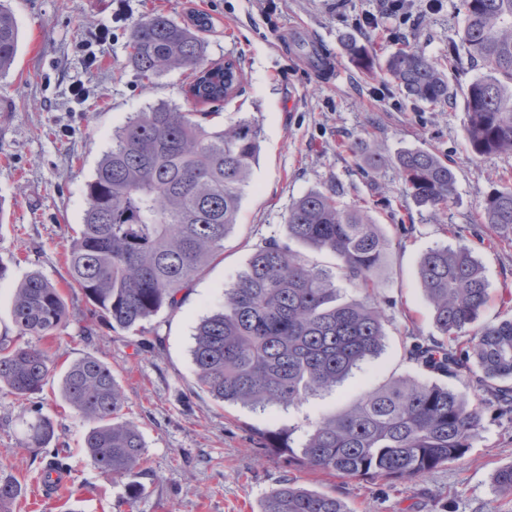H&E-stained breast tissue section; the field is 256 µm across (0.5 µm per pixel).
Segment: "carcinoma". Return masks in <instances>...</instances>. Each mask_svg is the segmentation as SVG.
<instances>
[{"mask_svg":"<svg viewBox=\"0 0 512 512\" xmlns=\"http://www.w3.org/2000/svg\"><path fill=\"white\" fill-rule=\"evenodd\" d=\"M460 46L448 49L456 69L484 73L467 88L466 137L473 153L512 152V0H462ZM211 19L196 14L179 23L155 13L129 35L128 58L151 83L175 70H190L187 94L196 105L228 103L244 93L236 59L204 66ZM15 19L0 3V75L18 51ZM349 59L365 72H380L409 100L429 106L452 92L440 64L407 44L379 63L370 48L346 39ZM210 113L158 103L129 117L113 133L112 147L87 185L83 224L66 249L73 283L94 312L114 330L141 336L155 347L158 333L145 324L161 310L176 311L180 294L224 249L241 200L258 162L261 129L247 117L222 127ZM360 163L387 164L364 143ZM405 193L434 217L447 213L455 177L426 150L397 155ZM335 189L315 190L288 209V239L327 252L343 277L366 300L337 302L333 277L270 239L255 248L240 278L224 290V305L196 326L192 360L201 388L223 403L272 407L293 405L343 382L361 363L380 355L384 318L373 295L384 271L391 239L366 204H343ZM485 223L512 236V188L493 192L482 206ZM419 277L437 335L413 338L407 358L445 377L466 374L481 394L469 401L451 388L413 377L396 378L360 394L349 409L317 421L296 460L309 469L347 478L412 481L462 458L488 410L512 412V318L478 325L488 298L482 265L469 248L439 247L423 255ZM13 346H0V388L20 398L40 392L55 371L53 356L27 341L52 337L71 314L63 292L34 271L13 295ZM63 400L89 422L83 448L100 473L126 480L137 497L147 462L138 426L126 417L127 400L112 369L86 355L71 362L60 382ZM55 437L53 419L34 411L28 448H46ZM498 491L512 498V465L494 475ZM15 478L0 474V512L22 495ZM260 512H349L337 496L286 479L264 498Z\"/></svg>","mask_w":512,"mask_h":512,"instance_id":"1","label":"carcinoma"}]
</instances>
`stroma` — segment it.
Returning <instances> with one entry per match:
<instances>
[{
    "label": "stroma",
    "instance_id": "1",
    "mask_svg": "<svg viewBox=\"0 0 512 512\" xmlns=\"http://www.w3.org/2000/svg\"><path fill=\"white\" fill-rule=\"evenodd\" d=\"M18 24L21 42L10 72L0 77V337L16 336L11 306L31 271L64 291L74 315L58 337L38 339L64 370L93 355L111 367L128 399L129 419L142 431L148 464L143 491L129 499L125 483L104 477L83 448L87 422L61 398L57 379L30 400L0 388V471L26 494L12 512H259L265 495L291 478L336 494L350 512H512L494 490L495 471L512 464V414L486 413L464 457L414 481L349 479L299 467L271 448L270 432L293 429V441L320 418L349 408L356 396L389 380L428 374L409 361L411 337L435 335L431 306L418 277L426 251L464 245L480 261L488 300L478 321L512 317V240L484 224L488 195L512 187V153L478 156L465 138L464 93L477 67L449 70L452 103L413 104L391 83L348 59L345 36L368 42L378 59L399 42L447 60L463 26L461 0H410L409 18L387 15V0H0ZM182 21L206 14V57L239 60L245 93L214 116V125L241 113L262 129L259 162L240 206L238 223L221 253L194 281L176 311L154 319L155 349L99 321L80 289L69 287L64 251L80 229L85 189L112 133L128 117L164 102L185 106L189 78L171 72L147 84L127 60L136 22L152 12ZM373 18L374 26L363 23ZM313 39L338 75L312 72L305 45ZM96 65H88L87 54ZM88 93L78 101L76 87ZM385 157L405 148L435 152L454 173L456 192L443 223L406 196L395 166L361 167L358 140ZM340 189L345 203L365 202L391 239L388 267L375 298L385 316V347L340 386L290 407L252 408L215 402L196 384L191 356L199 320L224 302V290L247 267L257 244L287 241L292 202L313 190ZM35 407L56 426L53 449L24 447L22 417ZM59 462L65 482L45 494L41 472Z\"/></svg>",
    "mask_w": 512,
    "mask_h": 512
}]
</instances>
